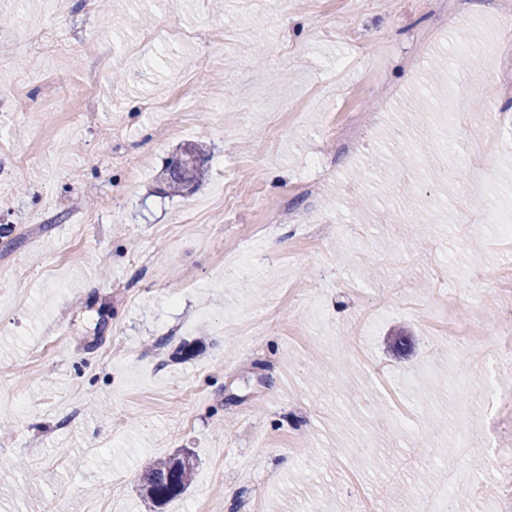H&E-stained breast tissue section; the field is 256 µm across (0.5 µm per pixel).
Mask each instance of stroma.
Wrapping results in <instances>:
<instances>
[{
  "instance_id": "1",
  "label": "stroma",
  "mask_w": 512,
  "mask_h": 512,
  "mask_svg": "<svg viewBox=\"0 0 512 512\" xmlns=\"http://www.w3.org/2000/svg\"><path fill=\"white\" fill-rule=\"evenodd\" d=\"M500 2L436 39L431 0H0V460L25 463L0 512H354L356 481L431 512L419 477L452 463L458 512H498L512 390L491 403L489 347L422 313L441 293L512 332V242L486 221L512 212V123L491 157L485 113L430 124L418 93L488 85ZM461 55L471 76L432 79ZM188 142L209 176L174 193ZM285 201L318 236L269 223ZM183 448L193 483L154 506L138 475Z\"/></svg>"
}]
</instances>
